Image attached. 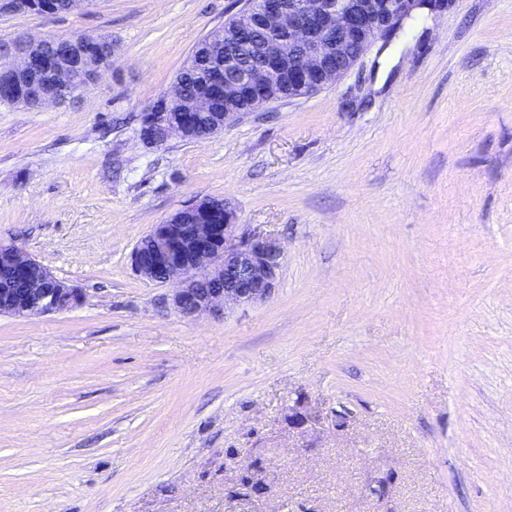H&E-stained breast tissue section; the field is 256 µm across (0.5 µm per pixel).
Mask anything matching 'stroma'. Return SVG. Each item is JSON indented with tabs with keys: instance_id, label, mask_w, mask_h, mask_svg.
Returning <instances> with one entry per match:
<instances>
[{
	"instance_id": "35a3bbf8",
	"label": "stroma",
	"mask_w": 512,
	"mask_h": 512,
	"mask_svg": "<svg viewBox=\"0 0 512 512\" xmlns=\"http://www.w3.org/2000/svg\"><path fill=\"white\" fill-rule=\"evenodd\" d=\"M242 6L0 14V43L112 42L75 103L0 108V244L84 296L0 316V512H512V0L414 14L314 94L144 144ZM207 198L285 263L268 300L185 317L131 254Z\"/></svg>"
}]
</instances>
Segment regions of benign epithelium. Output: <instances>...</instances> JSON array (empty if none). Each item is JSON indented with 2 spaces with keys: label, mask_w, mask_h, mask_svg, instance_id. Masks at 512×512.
I'll list each match as a JSON object with an SVG mask.
<instances>
[{
  "label": "benign epithelium",
  "mask_w": 512,
  "mask_h": 512,
  "mask_svg": "<svg viewBox=\"0 0 512 512\" xmlns=\"http://www.w3.org/2000/svg\"><path fill=\"white\" fill-rule=\"evenodd\" d=\"M454 0H249L248 6L213 40L224 43L227 65L255 32L266 42L212 93L186 94L181 79L145 112L141 140L161 146L172 138L199 140L196 125L224 98L216 126L229 123L278 99L313 94L351 70L372 43L399 28L413 12H437ZM54 10L41 0H0V13ZM44 39L19 38L13 62L0 71V99L41 109L63 105L70 93L82 92L109 68L90 69L86 62L112 51L97 36L71 42L75 57L56 61L41 53ZM135 272L145 280L175 284L173 307L184 316L221 314L228 306L252 305L269 298L284 266L285 252L270 236L238 233L230 207L203 199L152 226L132 252ZM80 289L56 278L16 245L0 244V315L18 317L69 310L81 305Z\"/></svg>",
  "instance_id": "7a95c632"
}]
</instances>
